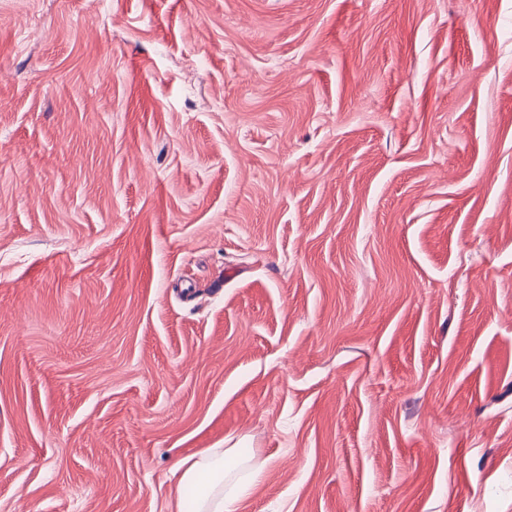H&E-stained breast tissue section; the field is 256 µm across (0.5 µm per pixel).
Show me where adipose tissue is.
<instances>
[{
	"mask_svg": "<svg viewBox=\"0 0 512 512\" xmlns=\"http://www.w3.org/2000/svg\"><path fill=\"white\" fill-rule=\"evenodd\" d=\"M176 470L180 485L198 489L196 512H236L238 501L262 467L240 458L236 449L211 448L181 458Z\"/></svg>",
	"mask_w": 512,
	"mask_h": 512,
	"instance_id": "obj_1",
	"label": "adipose tissue"
}]
</instances>
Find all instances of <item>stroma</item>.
I'll use <instances>...</instances> for the list:
<instances>
[{"instance_id":"obj_1","label":"stroma","mask_w":512,"mask_h":512,"mask_svg":"<svg viewBox=\"0 0 512 512\" xmlns=\"http://www.w3.org/2000/svg\"><path fill=\"white\" fill-rule=\"evenodd\" d=\"M512 512V0H0V512ZM233 448H209L201 454L181 458L176 464L180 473L179 487L188 484L198 489L196 512H235L244 492L257 479L263 463L241 459ZM245 472L244 481L228 479L238 469Z\"/></svg>"}]
</instances>
